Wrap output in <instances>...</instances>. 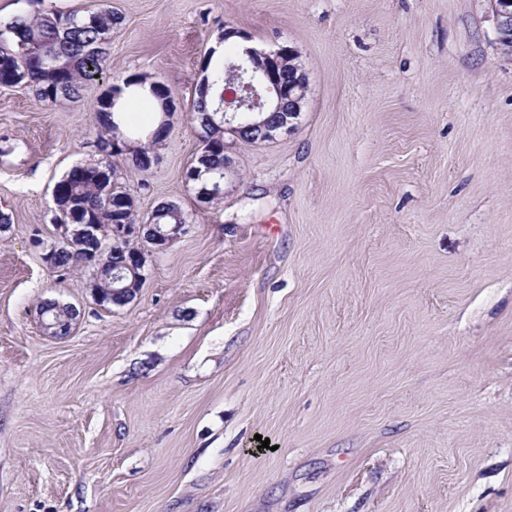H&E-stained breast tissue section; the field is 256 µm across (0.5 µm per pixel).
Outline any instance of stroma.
<instances>
[{
    "mask_svg": "<svg viewBox=\"0 0 512 512\" xmlns=\"http://www.w3.org/2000/svg\"><path fill=\"white\" fill-rule=\"evenodd\" d=\"M99 0H0V23ZM102 79L50 105L0 86V512H512V51L490 0H110ZM294 47V133L184 173L225 28ZM142 75L174 110L139 220L137 298L43 260L52 189L98 158L93 111ZM79 315L50 337L40 305ZM268 438L270 448L260 447Z\"/></svg>",
    "mask_w": 512,
    "mask_h": 512,
    "instance_id": "obj_1",
    "label": "stroma"
}]
</instances>
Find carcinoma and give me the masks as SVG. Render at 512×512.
<instances>
[{
	"label": "carcinoma",
	"mask_w": 512,
	"mask_h": 512,
	"mask_svg": "<svg viewBox=\"0 0 512 512\" xmlns=\"http://www.w3.org/2000/svg\"><path fill=\"white\" fill-rule=\"evenodd\" d=\"M121 16L112 11L108 0L87 15L75 12H41L14 17L0 25V83L8 78L17 85L31 89L37 100L52 104L60 98L80 96L85 86L103 73L109 52L98 50V40L106 31L116 27ZM233 73L218 63L213 67L207 85L199 90L194 104L196 119L206 137V164L204 168L217 175L224 172V131L212 124L218 118L216 109L224 103V85ZM112 101L99 102L96 121L99 128L97 148L99 156L111 155L112 132H121L114 123ZM252 119L242 114L237 121L239 129L234 138L238 142L254 143L259 134L251 128ZM154 139H146L144 132L127 140L150 154L165 138L160 128L153 129ZM59 191L74 201V207L61 203L63 210L56 211L53 221L57 224H110L132 219L129 210L115 216L113 206L105 199V187L95 179L91 165L71 167L55 183ZM153 224H185L187 215L173 202L159 204L152 213ZM53 267L67 270L79 265V258L67 250L53 255Z\"/></svg>",
	"instance_id": "cac0c4a2"
}]
</instances>
